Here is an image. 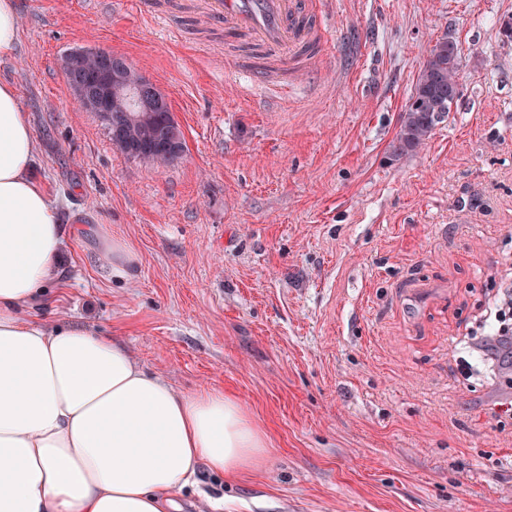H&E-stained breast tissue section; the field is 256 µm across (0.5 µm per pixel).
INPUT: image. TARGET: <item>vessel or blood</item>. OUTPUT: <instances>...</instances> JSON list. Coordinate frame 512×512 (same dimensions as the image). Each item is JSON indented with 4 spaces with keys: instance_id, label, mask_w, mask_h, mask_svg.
Masks as SVG:
<instances>
[{
    "instance_id": "b4317fda",
    "label": "vessel or blood",
    "mask_w": 512,
    "mask_h": 512,
    "mask_svg": "<svg viewBox=\"0 0 512 512\" xmlns=\"http://www.w3.org/2000/svg\"><path fill=\"white\" fill-rule=\"evenodd\" d=\"M205 13L222 21L231 36L249 37L265 49L270 69L259 72L245 61L238 66L259 88L271 87L274 68L297 65L324 35L304 0H205Z\"/></svg>"
}]
</instances>
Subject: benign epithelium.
Instances as JSON below:
<instances>
[{
	"instance_id": "obj_1",
	"label": "benign epithelium",
	"mask_w": 512,
	"mask_h": 512,
	"mask_svg": "<svg viewBox=\"0 0 512 512\" xmlns=\"http://www.w3.org/2000/svg\"><path fill=\"white\" fill-rule=\"evenodd\" d=\"M87 52L97 57V65L93 69H83L62 60L78 104L85 110L101 114L112 137L122 142L131 156L146 157L147 153L127 138L126 124L132 112L170 111L167 98L156 88L151 89V95H145L144 89L150 81L143 78L136 83L131 82L126 65L116 62V56L110 52L82 49L72 52V57L78 58Z\"/></svg>"
}]
</instances>
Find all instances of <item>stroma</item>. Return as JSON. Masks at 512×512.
Returning <instances> with one entry per match:
<instances>
[{
	"instance_id": "obj_1",
	"label": "stroma",
	"mask_w": 512,
	"mask_h": 512,
	"mask_svg": "<svg viewBox=\"0 0 512 512\" xmlns=\"http://www.w3.org/2000/svg\"><path fill=\"white\" fill-rule=\"evenodd\" d=\"M17 0L16 90L63 230L49 326L106 332L176 390L224 389L259 469L199 467L181 512H512V367L470 342L512 296V0H326L306 79L260 98L203 0ZM459 96L416 153L391 145L435 42ZM123 58L184 135L127 158L77 104L74 48ZM137 263L112 274L97 231Z\"/></svg>"
}]
</instances>
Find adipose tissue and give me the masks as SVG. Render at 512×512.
<instances>
[{
  "instance_id": "adipose-tissue-1",
  "label": "adipose tissue",
  "mask_w": 512,
  "mask_h": 512,
  "mask_svg": "<svg viewBox=\"0 0 512 512\" xmlns=\"http://www.w3.org/2000/svg\"><path fill=\"white\" fill-rule=\"evenodd\" d=\"M35 151L0 83V512H177L199 466L258 469L267 437L223 389L178 392L119 339L29 316L62 238Z\"/></svg>"
}]
</instances>
